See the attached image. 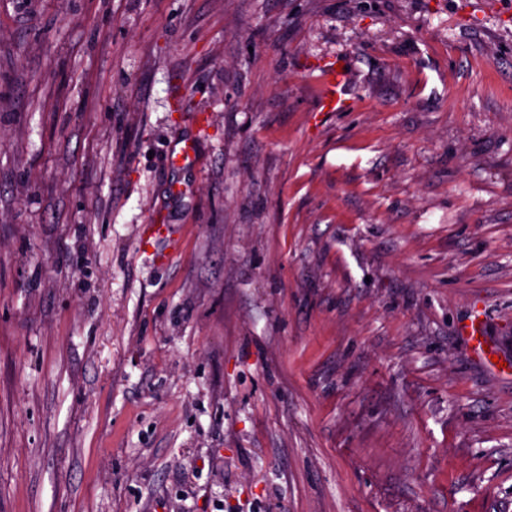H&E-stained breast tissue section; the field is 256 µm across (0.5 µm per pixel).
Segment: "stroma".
Returning a JSON list of instances; mask_svg holds the SVG:
<instances>
[{"label": "stroma", "instance_id": "1", "mask_svg": "<svg viewBox=\"0 0 512 512\" xmlns=\"http://www.w3.org/2000/svg\"><path fill=\"white\" fill-rule=\"evenodd\" d=\"M476 315L512 0H0V512H512ZM318 71L320 87L319 110L322 112H337L351 106L349 100L342 96L343 71H336L335 64L331 62L320 64ZM326 107H329V110H326ZM479 318L480 316L476 315L474 318H470L460 326L462 336H464L468 341L472 358L478 364L489 368L490 370L507 373L505 368H498L497 364L492 362V359H490L492 354L484 349V341L480 336L481 326Z\"/></svg>", "mask_w": 512, "mask_h": 512}]
</instances>
